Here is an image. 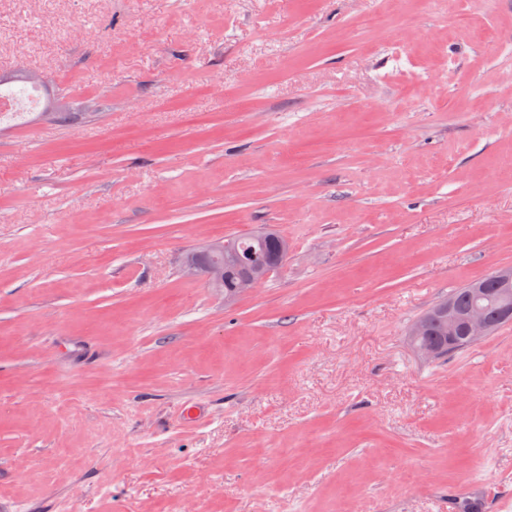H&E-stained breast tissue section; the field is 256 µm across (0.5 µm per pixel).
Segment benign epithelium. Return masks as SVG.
<instances>
[{"mask_svg":"<svg viewBox=\"0 0 512 512\" xmlns=\"http://www.w3.org/2000/svg\"><path fill=\"white\" fill-rule=\"evenodd\" d=\"M286 257L267 259L257 266V270L245 276L237 286L236 296L227 297L231 303L261 287L270 274L282 267ZM243 262L241 254L229 244L212 241L200 250L188 252L184 257V271L189 276L201 275L209 287L224 294V277L238 268ZM492 288H473L471 302L464 316H459L453 308H448V342L453 344L458 335V325H464V336L471 344L485 339L493 327L512 318V267L496 270L491 275Z\"/></svg>","mask_w":512,"mask_h":512,"instance_id":"obj_1","label":"benign epithelium"}]
</instances>
